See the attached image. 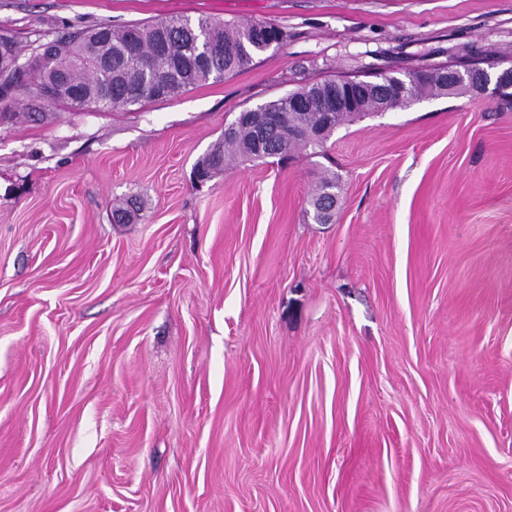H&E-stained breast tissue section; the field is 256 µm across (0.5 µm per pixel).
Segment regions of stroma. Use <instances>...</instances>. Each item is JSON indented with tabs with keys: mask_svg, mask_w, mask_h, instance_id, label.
<instances>
[{
	"mask_svg": "<svg viewBox=\"0 0 512 512\" xmlns=\"http://www.w3.org/2000/svg\"><path fill=\"white\" fill-rule=\"evenodd\" d=\"M171 15L287 37L172 101L0 118V512H512V103L192 178L305 84L512 65V0H0L23 46ZM339 190V179L334 173L322 176L317 182L310 196L309 205L312 209L315 221L319 224H329L333 221L338 200L336 198V204L333 205L332 211L330 210V212L328 211L330 205L326 203V199L329 197L330 193L334 195L337 193L338 195Z\"/></svg>",
	"mask_w": 512,
	"mask_h": 512,
	"instance_id": "35a3bbf8",
	"label": "stroma"
}]
</instances>
